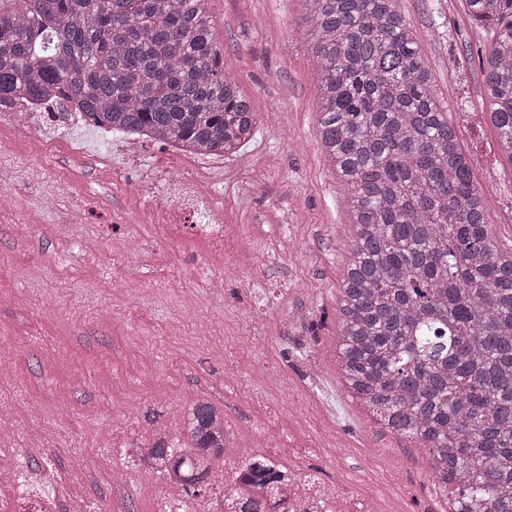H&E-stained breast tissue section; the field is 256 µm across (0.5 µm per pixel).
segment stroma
I'll return each mask as SVG.
<instances>
[{"instance_id":"obj_1","label":"stroma","mask_w":512,"mask_h":512,"mask_svg":"<svg viewBox=\"0 0 512 512\" xmlns=\"http://www.w3.org/2000/svg\"><path fill=\"white\" fill-rule=\"evenodd\" d=\"M433 74L448 120L475 181L486 190L494 241L512 249V161L487 123L477 52L493 44L465 0H399ZM212 33L242 95L258 117L243 157L224 158L223 180L208 184L224 207V251L210 254L187 230L159 239L146 206H128L104 169L135 159L159 170L155 146L106 148L94 127L62 128L55 149L36 153L11 128L0 130V193L17 208L0 216V352L15 366L0 376V468L42 475L43 488L108 512L114 466L126 456L105 436L139 410L144 427L175 431L200 397L224 410L238 452L263 444L270 459L301 458L327 427L336 445L312 455L328 483L344 475L355 493L379 490L391 512H444L425 454L373 423L336 372L340 288L351 259L348 187L317 143V60L308 46L306 0H210ZM87 210L68 224V210ZM96 238L101 255L85 252ZM262 258L254 272L252 257ZM231 273L223 295L208 279ZM196 295L213 332L195 331L178 304ZM307 324L297 329L290 313ZM232 352L240 377L224 383L211 346ZM291 380L290 408L268 412L264 374ZM126 512H166L156 477L125 476Z\"/></svg>"}]
</instances>
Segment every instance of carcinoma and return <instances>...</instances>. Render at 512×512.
I'll return each mask as SVG.
<instances>
[{
  "mask_svg": "<svg viewBox=\"0 0 512 512\" xmlns=\"http://www.w3.org/2000/svg\"><path fill=\"white\" fill-rule=\"evenodd\" d=\"M319 147L346 183L351 261L336 365L353 400L424 449L450 512H512V260L486 222L456 129L399 0H306ZM495 29L482 60L512 159V0H466ZM208 0H0V101L68 93L99 123L235 153L257 116L211 37ZM194 499L224 458V411L196 401L176 446L147 449ZM238 512H277L264 456Z\"/></svg>",
  "mask_w": 512,
  "mask_h": 512,
  "instance_id": "obj_1",
  "label": "carcinoma"
}]
</instances>
